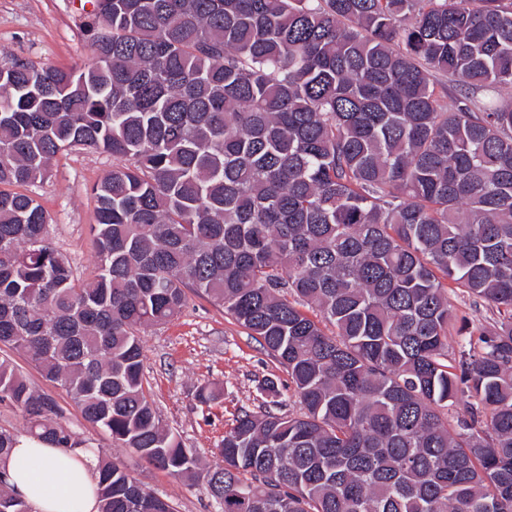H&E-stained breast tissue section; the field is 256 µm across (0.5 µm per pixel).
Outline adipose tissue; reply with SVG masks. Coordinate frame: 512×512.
<instances>
[{
	"label": "adipose tissue",
	"instance_id": "ef3b65f1",
	"mask_svg": "<svg viewBox=\"0 0 512 512\" xmlns=\"http://www.w3.org/2000/svg\"><path fill=\"white\" fill-rule=\"evenodd\" d=\"M94 460L91 451L67 452L22 435L0 468L36 512H98Z\"/></svg>",
	"mask_w": 512,
	"mask_h": 512
}]
</instances>
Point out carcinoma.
<instances>
[{"mask_svg": "<svg viewBox=\"0 0 512 512\" xmlns=\"http://www.w3.org/2000/svg\"><path fill=\"white\" fill-rule=\"evenodd\" d=\"M86 3L91 63L0 65V346L217 512H512V4ZM80 147L113 160L88 283L28 193ZM190 292L301 407L241 412L208 467L143 381L141 329ZM0 401L83 448L7 360ZM96 474L99 512H174L118 462ZM0 512H31L2 470Z\"/></svg>", "mask_w": 512, "mask_h": 512, "instance_id": "cac0c4a2", "label": "carcinoma"}]
</instances>
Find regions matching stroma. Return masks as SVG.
Masks as SVG:
<instances>
[{
    "label": "stroma",
    "instance_id": "obj_1",
    "mask_svg": "<svg viewBox=\"0 0 512 512\" xmlns=\"http://www.w3.org/2000/svg\"><path fill=\"white\" fill-rule=\"evenodd\" d=\"M83 22L79 0H0V64L19 59L68 68L89 61ZM111 166V156L94 150L68 151L57 157L51 177L32 189L52 219L54 247L69 256L85 281L92 280L96 271L89 232L95 221L91 188ZM141 336L144 384L157 416L206 463L213 462L216 446L241 411L265 408L261 382L288 381L276 360L221 307L203 298L190 297L178 316L143 329ZM4 356L12 357L36 390L56 400L57 422L74 430L86 447L122 462L143 488L171 502L175 512H216L202 483L155 469L113 445L106 432L82 418L64 390L46 381L23 356L0 349V358ZM207 384L218 386L222 396L204 404L197 393Z\"/></svg>",
    "mask_w": 512,
    "mask_h": 512
}]
</instances>
